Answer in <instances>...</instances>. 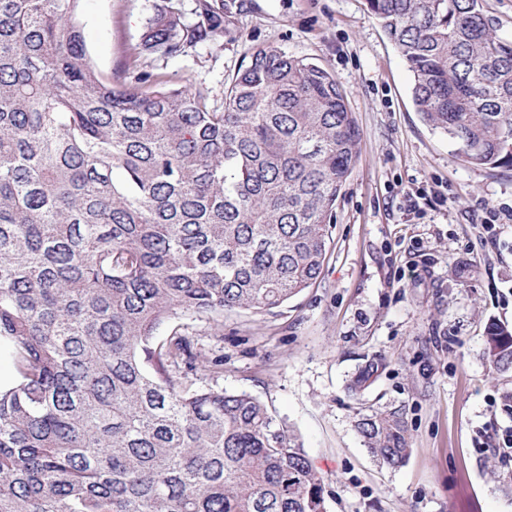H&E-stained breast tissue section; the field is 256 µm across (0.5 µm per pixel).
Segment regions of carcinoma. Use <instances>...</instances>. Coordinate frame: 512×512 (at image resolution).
Segmentation results:
<instances>
[{
	"instance_id": "cac0c4a2",
	"label": "carcinoma",
	"mask_w": 512,
	"mask_h": 512,
	"mask_svg": "<svg viewBox=\"0 0 512 512\" xmlns=\"http://www.w3.org/2000/svg\"><path fill=\"white\" fill-rule=\"evenodd\" d=\"M81 0H0V512H327L323 477L267 405L218 383L189 332L273 314L321 275L360 151L336 78L256 49L211 104L87 56ZM236 0L168 5L132 55L224 36ZM422 119L474 165L512 167V40L482 0H367ZM483 357L512 373V327ZM385 363L367 362L360 393ZM374 461L411 451L403 408L359 415Z\"/></svg>"
}]
</instances>
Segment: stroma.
I'll return each mask as SVG.
<instances>
[{
  "instance_id": "stroma-1",
  "label": "stroma",
  "mask_w": 512,
  "mask_h": 512,
  "mask_svg": "<svg viewBox=\"0 0 512 512\" xmlns=\"http://www.w3.org/2000/svg\"><path fill=\"white\" fill-rule=\"evenodd\" d=\"M167 0H81L89 58L106 79L128 66L225 85L259 47L311 58L344 90L359 159L333 210L318 280L276 313L228 312L224 333L193 324L223 355L224 389L266 403L293 430L325 483L327 512H512V457L493 436L512 426V374L488 369L485 330L512 326V167L468 163L428 126L413 76L366 0H244L216 44L130 61ZM387 368L366 391L348 384L364 359ZM404 405L406 463L379 466L354 428L369 407Z\"/></svg>"
}]
</instances>
